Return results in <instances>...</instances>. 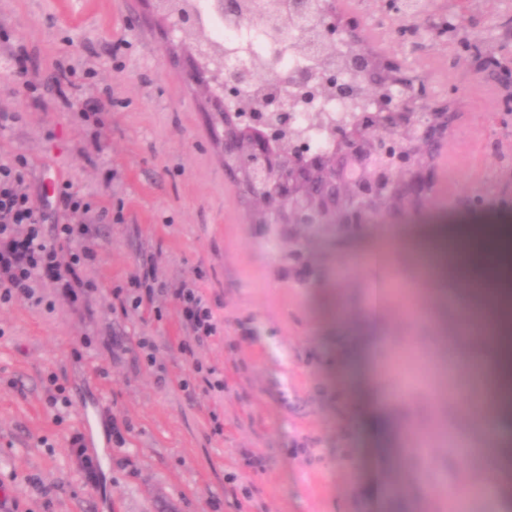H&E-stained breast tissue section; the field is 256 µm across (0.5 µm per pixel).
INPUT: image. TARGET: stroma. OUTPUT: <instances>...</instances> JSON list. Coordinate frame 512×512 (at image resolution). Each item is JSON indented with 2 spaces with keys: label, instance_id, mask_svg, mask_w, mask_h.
<instances>
[{
  "label": "stroma",
  "instance_id": "35a3bbf8",
  "mask_svg": "<svg viewBox=\"0 0 512 512\" xmlns=\"http://www.w3.org/2000/svg\"><path fill=\"white\" fill-rule=\"evenodd\" d=\"M348 9L436 98L454 99L459 119L424 220L397 223L386 263L366 260L371 230L319 237L320 277L304 285L266 227L249 223L186 54L166 51L146 0H0V158L24 174L44 233L61 210L58 183L92 202L96 244L83 299L47 281L41 304H0V512H379L381 479L397 496L390 512H448L422 485L490 480L483 456L461 457L437 430L468 429L485 338L462 326L463 292L416 282L406 243L436 224L512 220L500 203L512 171L492 147L512 146V131L485 121L512 102V0H472L465 20L455 0H429L409 21L387 0ZM488 55L503 73L475 79ZM475 192L484 210L462 211ZM147 271L160 289L153 307L124 309L120 294ZM193 278L218 331L187 355L170 291ZM374 313L376 382L346 372ZM197 360L223 376V395L207 391ZM377 385L395 425L382 471L366 427ZM97 409L91 474L72 451L83 411Z\"/></svg>",
  "mask_w": 512,
  "mask_h": 512
}]
</instances>
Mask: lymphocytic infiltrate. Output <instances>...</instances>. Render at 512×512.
Wrapping results in <instances>:
<instances>
[{"label": "lymphocytic infiltrate", "mask_w": 512, "mask_h": 512, "mask_svg": "<svg viewBox=\"0 0 512 512\" xmlns=\"http://www.w3.org/2000/svg\"><path fill=\"white\" fill-rule=\"evenodd\" d=\"M58 224L44 237V213L33 200L24 176L10 161L0 160V303L35 299L38 280L47 278L66 293L80 287V269L93 255L87 244V224L92 207L84 197L61 185ZM180 306L182 323L190 337L182 344L205 342L218 330L215 312L194 283L172 289Z\"/></svg>", "instance_id": "obj_1"}]
</instances>
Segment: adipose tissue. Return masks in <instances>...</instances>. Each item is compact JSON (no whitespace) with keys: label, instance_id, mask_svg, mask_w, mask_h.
<instances>
[{"label":"adipose tissue","instance_id":"ef3b65f1","mask_svg":"<svg viewBox=\"0 0 512 512\" xmlns=\"http://www.w3.org/2000/svg\"><path fill=\"white\" fill-rule=\"evenodd\" d=\"M419 265L440 286H466L481 279L482 307L495 316L488 356L476 360L473 374L482 391L493 393V406L470 399L471 426L483 439L481 450L493 478L489 497L501 512H512V275L502 269L512 256V225L440 224L420 240Z\"/></svg>","mask_w":512,"mask_h":512}]
</instances>
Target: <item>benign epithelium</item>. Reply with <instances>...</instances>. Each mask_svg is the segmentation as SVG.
<instances>
[{"mask_svg":"<svg viewBox=\"0 0 512 512\" xmlns=\"http://www.w3.org/2000/svg\"><path fill=\"white\" fill-rule=\"evenodd\" d=\"M193 23L191 16L180 17L176 25L168 28L167 44L180 46L184 41L183 31ZM341 29L349 38L355 39L364 37L369 26L359 14H346L340 21L335 14H326L313 41L312 57L318 60L336 47ZM249 75L246 63H236L225 72L223 90L217 92L212 88L214 79L199 70L196 50L189 52V77L195 86L207 91L211 111L219 117L224 112L226 99L236 95ZM288 86L295 90V95L289 97L284 93ZM336 90L334 82L313 86L307 75L285 72L278 85L267 89L254 111L260 113L258 121L262 123L272 115L289 120L298 98L328 95ZM381 97L387 105H377L376 111L388 113L387 124L411 144L410 149L394 157L384 147L389 135L380 126L359 135L340 132L341 147L332 158L313 156L303 161L289 152H271L261 138L245 145L237 139L222 137L224 157L243 161L258 186L272 185L270 191L258 194L256 201L267 217L265 226L277 229L280 239H288V250L281 252L279 259L288 260V274L301 283L311 284L318 277L305 245L309 234L326 231L333 235H350L382 217L400 222L419 214L433 195L438 182L437 165L421 162L416 148L425 141L442 147L448 139V130L456 124L457 113L447 111L448 101L434 98L425 78L414 79V87L409 90V103L405 105L389 101V95L385 93ZM419 103L430 108L424 121L419 119L416 109ZM323 165L331 183L342 189V197L338 200L326 196L315 208L299 191V186ZM382 173L391 182L397 177L401 179L403 200L399 209L383 215L376 212L373 204L380 190L379 176Z\"/></svg>","mask_w":512,"mask_h":512,"instance_id":"7a95c632","label":"benign epithelium"}]
</instances>
